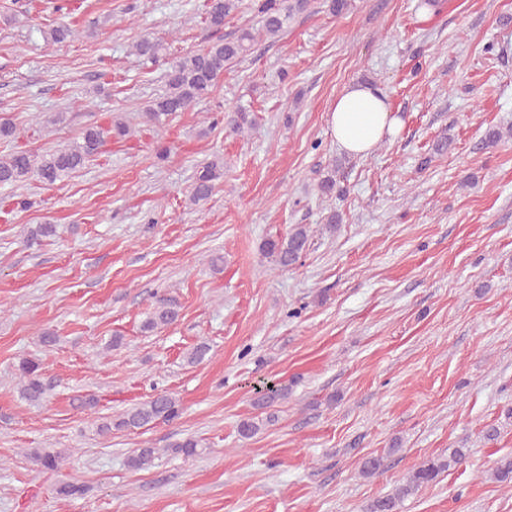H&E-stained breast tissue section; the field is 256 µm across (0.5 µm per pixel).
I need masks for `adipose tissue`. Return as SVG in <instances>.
<instances>
[{
  "instance_id": "adipose-tissue-1",
  "label": "adipose tissue",
  "mask_w": 512,
  "mask_h": 512,
  "mask_svg": "<svg viewBox=\"0 0 512 512\" xmlns=\"http://www.w3.org/2000/svg\"><path fill=\"white\" fill-rule=\"evenodd\" d=\"M328 125L341 150L366 156L381 140L397 133L400 121L381 89L352 83L344 87L329 107Z\"/></svg>"
}]
</instances>
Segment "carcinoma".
I'll list each match as a JSON object with an SVG mask.
<instances>
[{
	"label": "carcinoma",
	"instance_id": "obj_1",
	"mask_svg": "<svg viewBox=\"0 0 512 512\" xmlns=\"http://www.w3.org/2000/svg\"><path fill=\"white\" fill-rule=\"evenodd\" d=\"M311 0H253V9L259 17V27L247 28L234 38L217 40L198 52H189L166 61L163 74L164 90L148 102L142 110L146 122L160 126L179 112L187 111L193 103L208 96L224 73L228 64L244 59L253 53L259 38H275L290 27L295 18L308 10ZM238 8V0H203L200 17L211 28L224 27V19ZM75 29L61 24L51 29L45 39L59 44L71 38ZM133 55L138 59L155 63L164 57V45L149 37H143L133 46ZM219 121L232 134H241L253 126L248 112L237 109L220 115ZM128 122L117 119L110 125L90 124L78 140L41 154H33L16 147L12 152L0 156V186H16L29 180H37L51 186L63 182L84 169L102 153L108 140L122 139L131 134ZM342 164L334 163L327 169L318 184L321 195L330 196L336 190V173ZM224 160L214 158L200 164L189 195L193 205L208 201L221 177ZM312 229L308 224H294L288 234L278 239H268L262 251L277 269H288L300 262L307 250ZM177 312L161 299L157 300L152 315L144 322L143 329L153 331L173 323ZM19 392L26 401L39 405L47 395L48 386L41 377L40 363L26 359L19 365ZM179 415L176 399L167 392L157 393L148 400L125 410L114 419H104L98 424V432L108 434L112 430L137 431L158 421L169 422ZM156 448H137L128 456L127 464L137 470L149 468ZM34 458L46 469L57 470L63 460L60 452L45 448L33 451ZM465 453L461 448L453 449L448 456L432 458L424 462L398 487L394 493L374 500L368 512H397L399 503L414 494L422 486L436 481L449 469L462 464ZM500 483H512V457L499 460L493 473Z\"/></svg>",
	"mask_w": 512,
	"mask_h": 512
}]
</instances>
